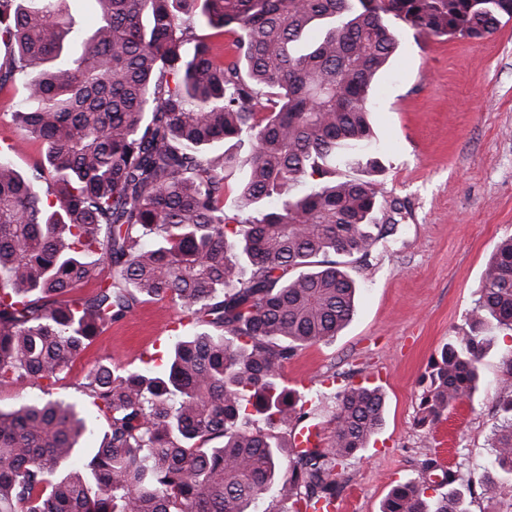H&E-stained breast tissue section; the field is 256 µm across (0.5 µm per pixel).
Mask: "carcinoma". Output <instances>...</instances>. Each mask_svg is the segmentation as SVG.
I'll return each instance as SVG.
<instances>
[{
  "mask_svg": "<svg viewBox=\"0 0 512 512\" xmlns=\"http://www.w3.org/2000/svg\"><path fill=\"white\" fill-rule=\"evenodd\" d=\"M505 16L512 0H0V90L21 85L13 120L45 146L25 172L0 149V387L28 379L42 393L0 407V512L336 501L338 471L383 424V394L342 388L328 446L290 449L282 431L317 427L319 395L283 370L351 321L346 265L398 225L377 223L371 183L336 168L377 164L369 114L398 47L390 18L482 37ZM221 142L251 150H214ZM147 298L170 299L199 330L174 329L153 368L87 374L107 429L77 465L87 418L47 395ZM466 320L424 377L422 426L473 394L490 335L512 332V238ZM497 414L484 480L512 492L507 381ZM461 486L427 454L381 512H466Z\"/></svg>",
  "mask_w": 512,
  "mask_h": 512,
  "instance_id": "cac0c4a2",
  "label": "carcinoma"
}]
</instances>
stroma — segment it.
<instances>
[{"instance_id":"stroma-1","label":"stroma","mask_w":512,"mask_h":512,"mask_svg":"<svg viewBox=\"0 0 512 512\" xmlns=\"http://www.w3.org/2000/svg\"><path fill=\"white\" fill-rule=\"evenodd\" d=\"M397 36L372 114L379 165L342 171L371 181L384 206L400 207L397 231L376 243L368 261L349 264L359 285L352 321L332 342L298 351L284 377L329 394L368 384L384 395L381 429L338 477L341 512H380L392 486L430 452L472 480L468 512H512V493L481 485L512 332L495 333L472 398L449 407L433 427L416 424L423 375L448 340L468 332L466 313L486 264L512 236V19L480 39L402 24ZM20 97L19 87L0 90V145L12 144L25 170L42 159L43 147L12 120ZM182 317L167 299L138 304L74 360L54 397L83 406L102 435L106 423L84 393L88 372L101 364L141 369L165 357Z\"/></svg>"}]
</instances>
